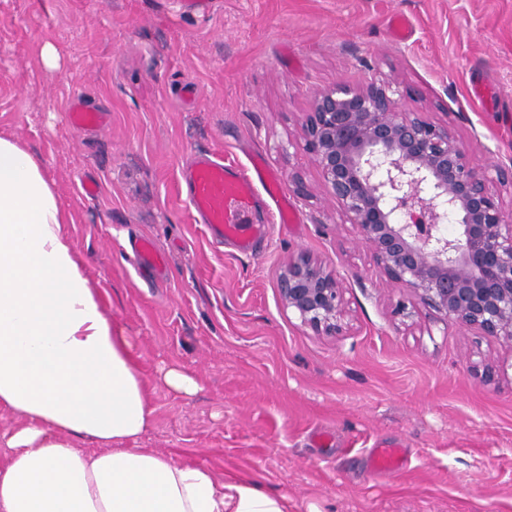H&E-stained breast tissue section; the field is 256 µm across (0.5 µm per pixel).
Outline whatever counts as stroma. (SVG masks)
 I'll return each instance as SVG.
<instances>
[{"mask_svg":"<svg viewBox=\"0 0 512 512\" xmlns=\"http://www.w3.org/2000/svg\"><path fill=\"white\" fill-rule=\"evenodd\" d=\"M396 15L407 40L388 30ZM373 78L447 124L472 166L512 163V0H212L197 14L180 0H0V137L42 159L144 377L176 365L199 378L190 398L154 382L136 447L255 481L296 512H512V348L390 286L303 148L316 92ZM475 82L494 87L495 110L471 98ZM77 96L108 124L73 127ZM208 153L241 167L262 155L296 228L265 197L253 254L213 242L178 193L186 158ZM142 236L168 259L162 280L134 264ZM301 251L340 274L345 335L283 308L279 276ZM382 442L404 451L394 472L371 470Z\"/></svg>","mask_w":512,"mask_h":512,"instance_id":"obj_1","label":"stroma"}]
</instances>
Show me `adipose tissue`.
<instances>
[{
	"label": "adipose tissue",
	"mask_w": 512,
	"mask_h": 512,
	"mask_svg": "<svg viewBox=\"0 0 512 512\" xmlns=\"http://www.w3.org/2000/svg\"><path fill=\"white\" fill-rule=\"evenodd\" d=\"M63 222L40 160L0 137V407L25 420L0 434V512H290L281 492L131 447L148 384Z\"/></svg>",
	"instance_id": "obj_1"
}]
</instances>
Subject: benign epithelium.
I'll return each instance as SVG.
<instances>
[{"label":"benign epithelium","mask_w":512,"mask_h":512,"mask_svg":"<svg viewBox=\"0 0 512 512\" xmlns=\"http://www.w3.org/2000/svg\"><path fill=\"white\" fill-rule=\"evenodd\" d=\"M395 95L387 81L319 91L304 149L391 286L512 348V213L491 190L512 187V168H474L448 125L402 111ZM279 292L301 325L342 334L343 283L325 262L289 257Z\"/></svg>","instance_id":"7a95c632"}]
</instances>
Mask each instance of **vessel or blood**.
Instances as JSON below:
<instances>
[{
	"instance_id": "b4317fda",
	"label": "vessel or blood",
	"mask_w": 512,
	"mask_h": 512,
	"mask_svg": "<svg viewBox=\"0 0 512 512\" xmlns=\"http://www.w3.org/2000/svg\"><path fill=\"white\" fill-rule=\"evenodd\" d=\"M70 119L74 127L84 130H97L107 123L105 113L79 97L70 104ZM178 190L195 223L201 224L212 239L232 245L241 254L253 253L268 232L267 224L253 220L259 193H267L281 204L286 201L279 180L262 160L243 168L217 154L192 159L180 172ZM133 254L140 273L164 277L166 259L150 239H139ZM401 456L398 445L383 444L374 449L371 466L379 473L394 470L400 467Z\"/></svg>"
}]
</instances>
